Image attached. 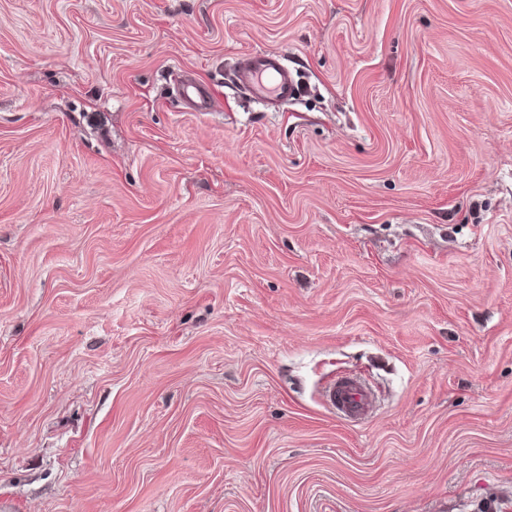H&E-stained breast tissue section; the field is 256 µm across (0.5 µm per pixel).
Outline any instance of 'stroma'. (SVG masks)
Instances as JSON below:
<instances>
[{
    "mask_svg": "<svg viewBox=\"0 0 512 512\" xmlns=\"http://www.w3.org/2000/svg\"><path fill=\"white\" fill-rule=\"evenodd\" d=\"M0 512H512V0H0ZM239 82L251 96L264 103L282 105L298 94V83L279 55L248 54L238 69ZM184 97L188 107L194 112H210L214 106V97L208 92L200 91L191 79H187L184 84ZM326 398L332 408L348 419L365 417L374 406L372 390L354 375L338 378L328 390Z\"/></svg>",
    "mask_w": 512,
    "mask_h": 512,
    "instance_id": "stroma-1",
    "label": "stroma"
}]
</instances>
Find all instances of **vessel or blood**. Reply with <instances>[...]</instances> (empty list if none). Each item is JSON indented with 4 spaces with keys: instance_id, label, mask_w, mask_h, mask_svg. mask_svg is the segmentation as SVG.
Here are the masks:
<instances>
[{
    "instance_id": "obj_1",
    "label": "vessel or blood",
    "mask_w": 512,
    "mask_h": 512,
    "mask_svg": "<svg viewBox=\"0 0 512 512\" xmlns=\"http://www.w3.org/2000/svg\"><path fill=\"white\" fill-rule=\"evenodd\" d=\"M238 80L254 99L264 103L282 105L298 94L297 81L278 55H246L239 65ZM184 87L190 109L196 112L212 110L214 98L210 93L200 91L190 80L185 82ZM326 398L332 408L348 419L365 417L374 406L372 390L354 375L338 378L328 390Z\"/></svg>"
}]
</instances>
